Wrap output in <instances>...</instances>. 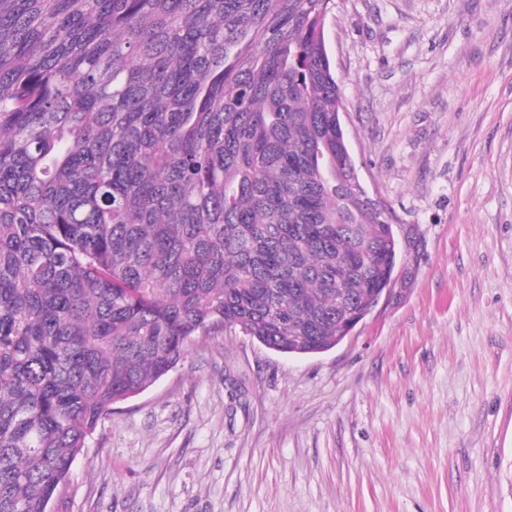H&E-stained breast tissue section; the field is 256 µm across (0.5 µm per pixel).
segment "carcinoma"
Returning <instances> with one entry per match:
<instances>
[{
	"label": "carcinoma",
	"mask_w": 512,
	"mask_h": 512,
	"mask_svg": "<svg viewBox=\"0 0 512 512\" xmlns=\"http://www.w3.org/2000/svg\"><path fill=\"white\" fill-rule=\"evenodd\" d=\"M334 0H0V512L232 328L336 346L398 250L352 184Z\"/></svg>",
	"instance_id": "cac0c4a2"
}]
</instances>
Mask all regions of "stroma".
Listing matches in <instances>:
<instances>
[{"mask_svg": "<svg viewBox=\"0 0 512 512\" xmlns=\"http://www.w3.org/2000/svg\"><path fill=\"white\" fill-rule=\"evenodd\" d=\"M327 39L409 274L322 354L196 337L54 512H512V0H335Z\"/></svg>", "mask_w": 512, "mask_h": 512, "instance_id": "1", "label": "stroma"}]
</instances>
